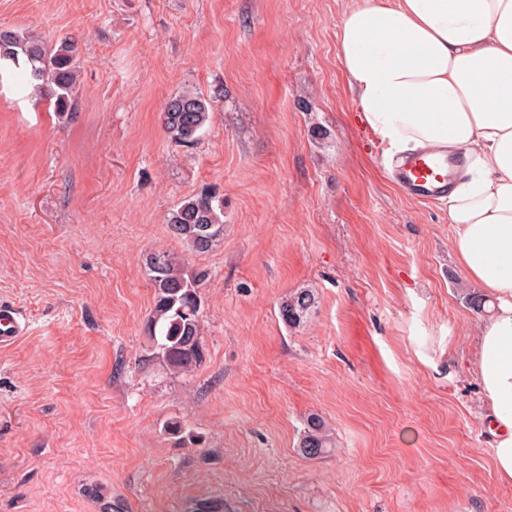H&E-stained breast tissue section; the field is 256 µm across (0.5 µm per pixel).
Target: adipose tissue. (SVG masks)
Wrapping results in <instances>:
<instances>
[{
  "instance_id": "ef3b65f1",
  "label": "adipose tissue",
  "mask_w": 512,
  "mask_h": 512,
  "mask_svg": "<svg viewBox=\"0 0 512 512\" xmlns=\"http://www.w3.org/2000/svg\"><path fill=\"white\" fill-rule=\"evenodd\" d=\"M338 58L387 155L457 153L452 251L494 311L471 360L500 481L512 483V0H360Z\"/></svg>"
}]
</instances>
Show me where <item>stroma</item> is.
<instances>
[{
    "label": "stroma",
    "instance_id": "obj_1",
    "mask_svg": "<svg viewBox=\"0 0 512 512\" xmlns=\"http://www.w3.org/2000/svg\"><path fill=\"white\" fill-rule=\"evenodd\" d=\"M357 2L0 0V30L81 59L69 123L0 74V301L26 325L0 348V512H512L470 372L484 316L457 285L480 288L338 63ZM183 91L212 113L177 146L161 114ZM202 193L224 235L199 254L166 217ZM157 251L210 272L182 375L149 359ZM301 288L317 304L291 328ZM315 303L316 298L311 289L296 290L280 304V317L288 327H299L305 322ZM299 447L304 454L316 457L330 448V438L325 434L323 424L318 418H311L301 436Z\"/></svg>",
    "mask_w": 512,
    "mask_h": 512
}]
</instances>
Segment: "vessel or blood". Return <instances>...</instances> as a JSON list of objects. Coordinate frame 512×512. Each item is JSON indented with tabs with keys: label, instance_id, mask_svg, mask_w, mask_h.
Returning <instances> with one entry per match:
<instances>
[{
	"label": "vessel or blood",
	"instance_id": "obj_1",
	"mask_svg": "<svg viewBox=\"0 0 512 512\" xmlns=\"http://www.w3.org/2000/svg\"><path fill=\"white\" fill-rule=\"evenodd\" d=\"M451 165V158L445 154L413 153L396 162L394 178L409 196L431 200L447 194ZM24 330L19 312L12 306L0 304V346L13 343Z\"/></svg>",
	"mask_w": 512,
	"mask_h": 512
}]
</instances>
